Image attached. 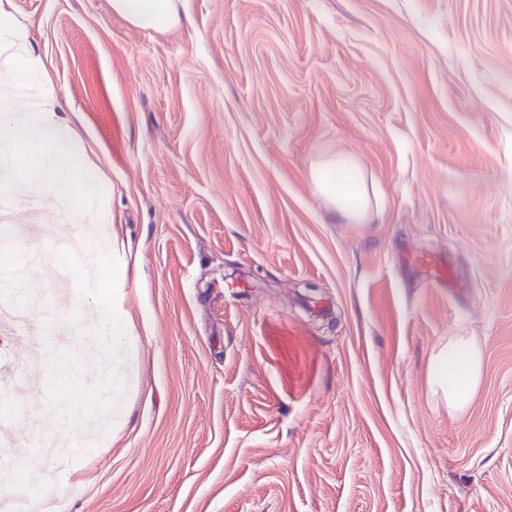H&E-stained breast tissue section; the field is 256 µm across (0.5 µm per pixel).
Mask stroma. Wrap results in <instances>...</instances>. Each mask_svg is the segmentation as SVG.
<instances>
[{
  "mask_svg": "<svg viewBox=\"0 0 512 512\" xmlns=\"http://www.w3.org/2000/svg\"><path fill=\"white\" fill-rule=\"evenodd\" d=\"M43 94L105 178L89 213L0 186V342L17 436L0 493L36 512H512V0H180L143 29L111 0H12ZM349 155L378 214L347 223L310 173ZM95 298L128 321L58 350ZM471 337L464 411L428 388ZM64 385L47 386L49 361Z\"/></svg>",
  "mask_w": 512,
  "mask_h": 512,
  "instance_id": "1",
  "label": "stroma"
}]
</instances>
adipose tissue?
<instances>
[{"mask_svg":"<svg viewBox=\"0 0 512 512\" xmlns=\"http://www.w3.org/2000/svg\"><path fill=\"white\" fill-rule=\"evenodd\" d=\"M112 9L132 25L155 30L180 26L176 0H112ZM8 127L18 184L61 200L67 212H81L97 186L99 175L72 144V131L57 113V103L44 97L33 111L10 114ZM317 190L352 224L365 223L371 213L365 172L352 157L339 156L312 173ZM483 360L470 339H449L431 358L429 385L450 408L463 409L480 384Z\"/></svg>","mask_w":512,"mask_h":512,"instance_id":"ef3b65f1","label":"adipose tissue"}]
</instances>
